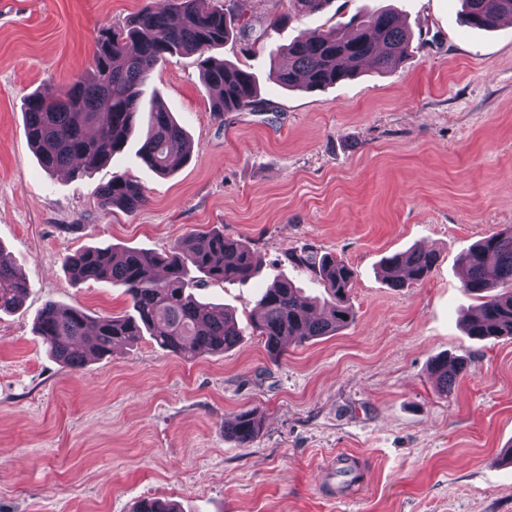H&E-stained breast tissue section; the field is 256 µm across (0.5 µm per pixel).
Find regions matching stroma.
Wrapping results in <instances>:
<instances>
[{
    "instance_id": "obj_1",
    "label": "stroma",
    "mask_w": 512,
    "mask_h": 512,
    "mask_svg": "<svg viewBox=\"0 0 512 512\" xmlns=\"http://www.w3.org/2000/svg\"><path fill=\"white\" fill-rule=\"evenodd\" d=\"M165 3L0 0V249L28 284L0 313V512H133L155 497L180 512H512L499 460L512 448V338L466 335L478 302L456 263L512 227V22L467 28L460 0H332L294 18L288 0H247L255 33L288 22L209 54L255 74L259 107L214 111L196 56H174L143 106L184 127L182 167L157 174L137 135L89 178L43 171L25 97L86 73L102 26ZM380 8L412 34L393 70L319 90L271 79L276 46ZM116 174L145 188L137 211L101 207L95 189ZM212 228L263 260L258 278L200 292L234 309V348L186 361L145 336L70 370L36 336L50 301L93 316L129 308L121 289L74 282L67 258L89 246L162 254ZM304 247L354 268L356 318L273 361L246 327L275 278L320 294L284 260ZM411 248L437 254L433 272L390 287L384 258ZM450 354L469 367L445 395L431 365ZM245 410L263 426L243 447L224 425ZM345 463L354 478L339 475Z\"/></svg>"
}]
</instances>
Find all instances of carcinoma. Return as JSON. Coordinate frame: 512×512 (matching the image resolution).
Wrapping results in <instances>:
<instances>
[{"label": "carcinoma", "instance_id": "1", "mask_svg": "<svg viewBox=\"0 0 512 512\" xmlns=\"http://www.w3.org/2000/svg\"><path fill=\"white\" fill-rule=\"evenodd\" d=\"M245 0L204 10L198 0H168L155 10L146 8L124 26H104L93 45L88 72L55 92L37 90L24 102L26 135L41 167L66 169L83 178L112 161L135 131L143 87L160 62L173 56L203 55L224 44L230 33L248 37L240 22ZM298 13L323 10L332 0H289ZM466 23L490 30L512 17V0H463ZM410 37L390 12L358 16L332 31H311L279 48L288 65L274 70L283 88H320L358 73L365 62L380 70L398 64L409 51ZM207 88L218 90L212 107L218 111L255 109L259 104L255 76L212 57L200 61ZM189 156L183 128L161 109L150 114L140 148L142 161L167 176ZM101 205L134 212L148 201L145 189L125 174L96 188ZM285 260L304 268L323 286L308 298L286 278L275 279L257 302L250 320L252 333L264 342L272 358L280 357L283 341L298 343L332 336L354 321L351 291L353 267L330 254L304 248L290 250ZM438 257L408 250L387 258L384 278L391 287L426 280ZM462 288L481 299L479 314L469 319L467 335L476 339L512 337V229L493 233L460 254ZM67 269L76 282H107L123 289L131 311L121 316L90 317L79 307L46 303L39 311L36 331L51 354L70 369L112 354L121 344L152 336L162 349L187 359L224 352L236 345L242 329L233 313L200 302L196 291L207 283L246 282L260 272V259L248 245L211 229L193 231L168 252L150 255L137 249L88 247L69 258ZM26 280L0 249V311L17 307L27 291ZM461 358L434 362L439 390L448 392L467 372ZM261 429L252 411H243L224 426V434L241 445L251 443ZM134 512H178L167 500L154 498Z\"/></svg>", "mask_w": 512, "mask_h": 512}]
</instances>
